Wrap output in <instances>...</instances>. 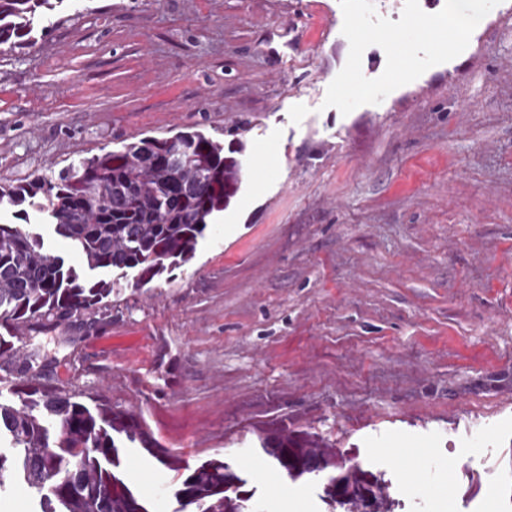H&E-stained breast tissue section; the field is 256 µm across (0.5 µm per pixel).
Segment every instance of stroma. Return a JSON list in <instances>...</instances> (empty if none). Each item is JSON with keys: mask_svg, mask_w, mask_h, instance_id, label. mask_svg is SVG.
I'll return each mask as SVG.
<instances>
[{"mask_svg": "<svg viewBox=\"0 0 512 512\" xmlns=\"http://www.w3.org/2000/svg\"><path fill=\"white\" fill-rule=\"evenodd\" d=\"M0 52V184L145 137L243 141L194 261L28 339L45 381L223 455L261 512H327L257 429L307 430L385 473L397 512H512V0L467 48L344 115L339 0H65ZM133 491L174 479L124 452Z\"/></svg>", "mask_w": 512, "mask_h": 512, "instance_id": "1", "label": "stroma"}]
</instances>
